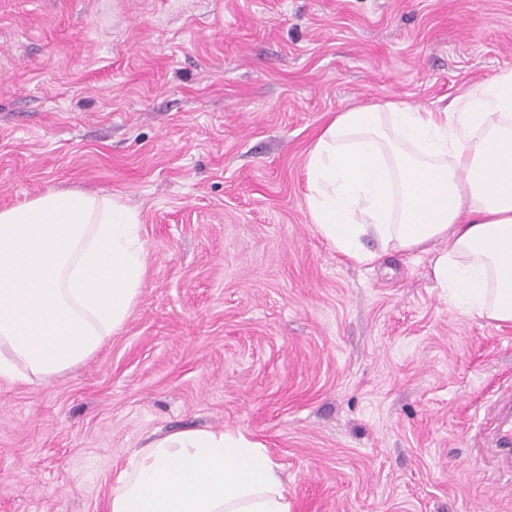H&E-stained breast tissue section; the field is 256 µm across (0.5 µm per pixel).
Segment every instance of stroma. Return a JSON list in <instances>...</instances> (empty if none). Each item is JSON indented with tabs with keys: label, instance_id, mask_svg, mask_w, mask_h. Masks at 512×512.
<instances>
[{
	"label": "stroma",
	"instance_id": "35a3bbf8",
	"mask_svg": "<svg viewBox=\"0 0 512 512\" xmlns=\"http://www.w3.org/2000/svg\"><path fill=\"white\" fill-rule=\"evenodd\" d=\"M512 70V0H0V208L121 197L148 273L84 364L0 381V512H103L133 449L242 430L294 512H512V324L307 212L332 115Z\"/></svg>",
	"mask_w": 512,
	"mask_h": 512
}]
</instances>
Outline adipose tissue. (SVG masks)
I'll return each mask as SVG.
<instances>
[{
  "label": "adipose tissue",
  "instance_id": "1",
  "mask_svg": "<svg viewBox=\"0 0 512 512\" xmlns=\"http://www.w3.org/2000/svg\"><path fill=\"white\" fill-rule=\"evenodd\" d=\"M307 206L343 254H427L462 311L512 323V70L452 111L387 100L339 112L307 154ZM380 245L372 251L365 238ZM139 217L117 197L50 190L0 209V379L91 358L145 285ZM283 468L239 430L187 429L128 456L106 512H292Z\"/></svg>",
  "mask_w": 512,
  "mask_h": 512
}]
</instances>
